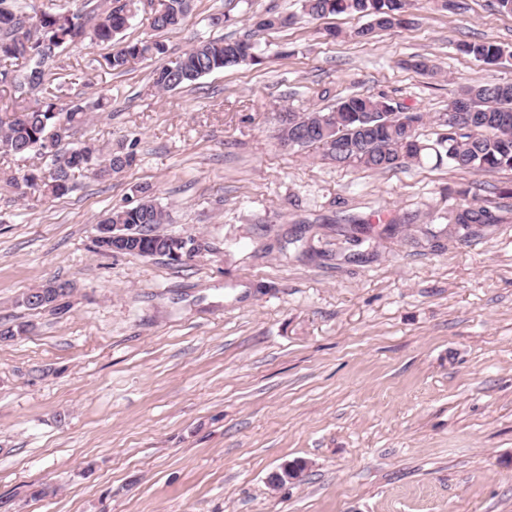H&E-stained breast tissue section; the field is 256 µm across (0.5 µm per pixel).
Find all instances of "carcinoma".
<instances>
[{
  "label": "carcinoma",
  "mask_w": 512,
  "mask_h": 512,
  "mask_svg": "<svg viewBox=\"0 0 512 512\" xmlns=\"http://www.w3.org/2000/svg\"><path fill=\"white\" fill-rule=\"evenodd\" d=\"M194 0H163L150 13L147 27L163 32L181 26L193 11ZM302 11L313 17L357 14L368 18L357 37L368 39L380 30L403 26L407 0H302ZM135 0H99L88 13L42 11L31 14L18 0H0V91L13 89L24 95L19 110L7 121L0 119V154L23 158L32 153L50 160V175L33 168L22 177L23 186L45 198L67 194L72 175L89 171L110 178L132 166L133 147L121 145L99 161L90 145L78 150L64 147L71 132L88 118V113L106 112L111 99L100 97L88 107H69L50 91L49 79L57 60L69 46L90 41L110 44L136 16ZM272 11L256 17L254 31L239 39H203L193 43L170 63L153 70L152 84L168 92L194 84L201 77L232 68L243 62L261 65L264 58L253 40L255 33L291 23ZM457 50L487 65H497L512 52L487 41L461 42ZM166 53L158 41L119 42L103 56L101 66L121 72L130 62ZM426 114L409 112L386 96L352 95L340 99L329 112H288L280 119L279 139L291 147H315L321 156L338 166L379 171L403 164H422L430 159L448 163L461 173L493 175L512 171V82L478 84L458 91L438 118L441 131L436 138L422 140L420 130ZM486 205L457 210L453 223L466 230L492 218ZM164 210L153 201L142 200L131 207L114 208L103 224H135L141 237L125 247L124 253L168 256L170 235L159 230L165 223Z\"/></svg>",
  "instance_id": "cac0c4a2"
}]
</instances>
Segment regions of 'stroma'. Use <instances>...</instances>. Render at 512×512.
I'll return each mask as SVG.
<instances>
[{
    "label": "stroma",
    "instance_id": "obj_1",
    "mask_svg": "<svg viewBox=\"0 0 512 512\" xmlns=\"http://www.w3.org/2000/svg\"><path fill=\"white\" fill-rule=\"evenodd\" d=\"M455 3L410 0L411 24L369 41L363 18L315 19L301 0H196L154 35L134 19L123 40L156 36L170 60L266 11L293 19L259 33L263 68L166 93L156 58L118 73L100 65L111 45L61 54L54 95L112 99L71 145L131 143L136 161L75 174L58 199L0 181V325L29 326L0 343V512H512V198L472 235L445 231L512 172L355 170L277 139L288 110L383 94L435 117L462 87L512 81V59L456 49H512V15ZM417 56L437 75L408 68ZM144 186L196 256L96 247L99 221ZM348 216L367 224L361 245L337 230ZM54 281L65 309L18 305ZM295 461L302 482L268 485ZM457 50L466 56L487 65H497L506 57H512V52L499 44L487 41L461 42L456 46Z\"/></svg>",
    "mask_w": 512,
    "mask_h": 512
}]
</instances>
